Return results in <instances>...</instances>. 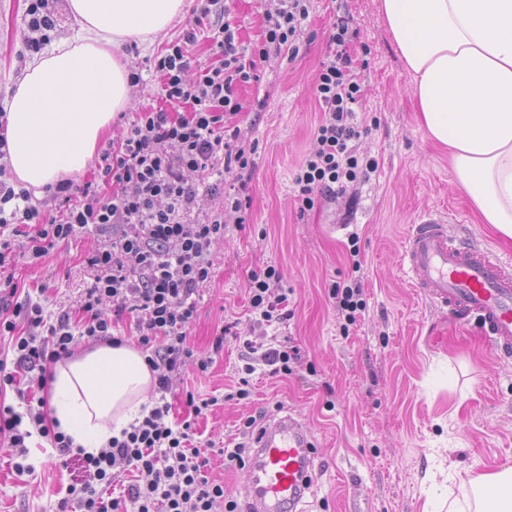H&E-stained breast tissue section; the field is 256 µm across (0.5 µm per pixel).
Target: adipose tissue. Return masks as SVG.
<instances>
[{
  "label": "adipose tissue",
  "mask_w": 512,
  "mask_h": 512,
  "mask_svg": "<svg viewBox=\"0 0 512 512\" xmlns=\"http://www.w3.org/2000/svg\"><path fill=\"white\" fill-rule=\"evenodd\" d=\"M79 30L26 66L7 101V164L34 190L81 173L117 112L130 105L129 39L165 34L184 0H69ZM411 79L421 127L447 148L482 223L512 241V0H380ZM153 374L130 344L58 364L49 415L74 447L98 453L142 418ZM512 512V468L469 474L448 512Z\"/></svg>",
  "instance_id": "1"
}]
</instances>
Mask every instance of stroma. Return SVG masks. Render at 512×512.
Wrapping results in <instances>:
<instances>
[{
  "instance_id": "1",
  "label": "stroma",
  "mask_w": 512,
  "mask_h": 512,
  "mask_svg": "<svg viewBox=\"0 0 512 512\" xmlns=\"http://www.w3.org/2000/svg\"><path fill=\"white\" fill-rule=\"evenodd\" d=\"M186 13L155 41H129L122 51L142 68L131 90L128 118L156 98L148 58L179 37ZM27 0H0V108L22 77ZM359 32L356 75L363 89L359 116L370 132L359 151L378 168L340 198L300 213L293 195L296 169L314 149L322 112L314 93L327 34L337 14ZM310 42L298 57L270 58L261 87L270 94L260 116L240 113L241 139L254 149L250 206L245 223L227 217L223 240L211 248L214 276L203 286L187 342L209 353L219 330L234 324L237 340L213 356L206 371L188 368L168 399L185 412L183 390L219 403L198 422L203 439L231 442L245 418L258 426L291 415L307 428L318 473L303 512H425L432 491H458L470 472L512 467V357L496 354L476 327L444 319L409 284L400 263L404 237L427 210L450 213L466 237L512 256L489 225L480 223L456 183L448 152L426 137L412 98L410 78L391 43L379 0H311ZM337 232H329V225ZM108 236L95 229L57 244L39 263L18 258L13 273L20 292L39 303L47 319L76 308L94 279L87 260ZM358 244L366 309L343 330L328 298L333 283L350 280V244ZM275 266L288 290L287 323L267 326L250 318L251 272ZM437 328L440 339L427 331ZM262 348L298 346L292 374L269 376L257 367L246 400L229 399L243 362L240 340ZM210 354V353H209ZM10 448L0 444V512H55L70 480L43 448L34 447L31 474L17 473Z\"/></svg>"
}]
</instances>
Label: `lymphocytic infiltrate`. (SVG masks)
<instances>
[{
	"instance_id": "f902f5d3",
	"label": "lymphocytic infiltrate",
	"mask_w": 512,
	"mask_h": 512,
	"mask_svg": "<svg viewBox=\"0 0 512 512\" xmlns=\"http://www.w3.org/2000/svg\"><path fill=\"white\" fill-rule=\"evenodd\" d=\"M218 0H197L192 21L181 36L153 60L160 84V103L138 112L119 141L109 142L98 161L100 179L112 187L111 197L100 196L92 183L75 187L63 179L47 186L59 214L44 218L31 202L30 190L0 180V335L12 339V360L0 359V440L12 448L16 472H33L29 441L44 439L63 468L78 473L57 502V512H239L235 500L224 497L223 484L210 481L205 470L207 451L196 439L198 419L208 416L217 398L187 394V414L172 418L166 396L189 363L207 370L212 356L224 349L232 332L224 326L212 343V355L195 357L187 345V329L196 312V297L213 274L212 243L224 236V212H246L252 177V151L239 140L233 119L243 111L260 112L267 97L247 103L240 89L260 83L270 55L296 58L309 16L311 0H275L262 22V35L243 45L240 28L230 10L213 13ZM210 27V65L193 67L187 45L194 43L200 25ZM359 32L338 21L328 33L329 52L315 81V95L323 118L314 132L316 150L294 176L300 211L343 195L368 180L375 159L361 155L357 145L369 129L357 116L361 86L356 80L352 46ZM195 78H188V71ZM221 169L223 185L197 183ZM223 194L224 211L204 207L205 195ZM108 229L112 240L97 249L89 265L94 282L80 299L79 319L61 311L46 322L41 305L17 300L18 286L11 269L17 253L39 261L58 243L87 227ZM270 266L248 280L250 308L259 323L287 321V294H272L270 284L281 281ZM113 316H102L104 307ZM130 315L139 346L148 353L153 373L155 404L141 421L112 438L98 453L75 448L45 410L44 391L49 368L71 356L82 338L115 342L114 319ZM245 379L236 396L249 395L247 377L256 364L269 366L272 375L292 373L300 360L294 346L257 351L244 342ZM27 385L32 390L24 411L7 404L8 390ZM133 478L121 495L105 497L106 488L124 475Z\"/></svg>"
}]
</instances>
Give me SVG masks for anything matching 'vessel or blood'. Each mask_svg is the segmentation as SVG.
<instances>
[{"label": "vessel or blood", "mask_w": 512, "mask_h": 512, "mask_svg": "<svg viewBox=\"0 0 512 512\" xmlns=\"http://www.w3.org/2000/svg\"><path fill=\"white\" fill-rule=\"evenodd\" d=\"M401 262L413 288L446 319L477 322L496 353L512 354V260L452 234L438 212L410 225ZM247 469L248 512H295L315 471L303 424L285 416L255 436Z\"/></svg>", "instance_id": "vessel-or-blood-1"}]
</instances>
